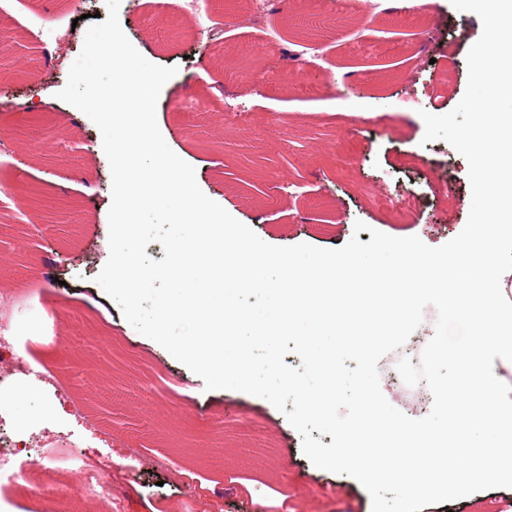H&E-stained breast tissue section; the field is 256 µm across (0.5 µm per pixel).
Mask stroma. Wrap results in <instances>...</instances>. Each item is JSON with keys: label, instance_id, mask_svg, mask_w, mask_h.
<instances>
[{"label": "stroma", "instance_id": "stroma-1", "mask_svg": "<svg viewBox=\"0 0 512 512\" xmlns=\"http://www.w3.org/2000/svg\"><path fill=\"white\" fill-rule=\"evenodd\" d=\"M105 0H0V26L22 36L24 74L0 79V187L24 197L63 181L56 197L67 219L26 222L0 233V282L27 288L34 299L13 318L38 323L30 337L36 360L58 379L32 375L28 396L0 406L15 438L37 455L43 428L59 443L82 441L103 465L122 512H372L351 476L314 466L298 432L267 400L235 391H208L201 378L161 345L149 342L120 308L104 315L90 289L85 260L108 237L100 217L111 196L107 156L97 154L98 129L57 93L69 70L48 60L41 31L86 25L106 14ZM297 12L328 16L338 28L304 48L283 18ZM263 26H239L214 13L208 0H121L119 23L156 65L177 67L157 102V123L172 151L203 170V190L266 243L337 249L372 231L419 237L438 247L464 228L471 208L468 163L443 140L424 142L422 112L441 115L462 99L467 54L482 33L478 15L451 0L396 14L379 0H267ZM435 40L421 37L425 25ZM303 51L299 76L289 51ZM62 119L72 135L33 147L34 132ZM86 156L87 166L70 164ZM365 230L355 231L356 222ZM27 236L31 262L15 255ZM87 393L96 421L72 415L76 390ZM141 451L139 459L130 449ZM169 457L192 476L178 484L155 460ZM78 476L25 471L14 487L16 512H95L75 498ZM343 493H333L336 485ZM512 488L474 492L471 502L446 501L421 512H504Z\"/></svg>", "mask_w": 512, "mask_h": 512}]
</instances>
